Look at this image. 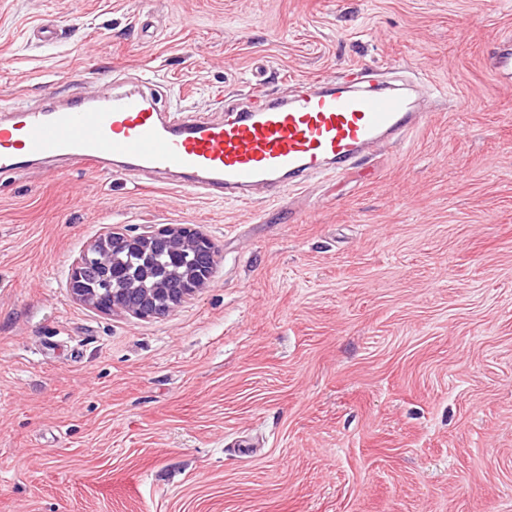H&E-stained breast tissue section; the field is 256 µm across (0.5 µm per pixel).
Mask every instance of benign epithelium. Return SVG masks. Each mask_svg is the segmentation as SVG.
<instances>
[{
    "instance_id": "benign-epithelium-1",
    "label": "benign epithelium",
    "mask_w": 512,
    "mask_h": 512,
    "mask_svg": "<svg viewBox=\"0 0 512 512\" xmlns=\"http://www.w3.org/2000/svg\"><path fill=\"white\" fill-rule=\"evenodd\" d=\"M117 247L143 259L164 256L169 275L181 279L183 287L170 288L163 280L112 284L106 272L112 268L110 257ZM215 251L212 239L190 225L166 224L135 235L114 228L91 243L73 263L70 291L77 300L103 313L120 311L141 319L162 316L208 284L210 273L201 272L200 267ZM95 271L104 272L100 288L89 284Z\"/></svg>"
}]
</instances>
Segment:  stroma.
<instances>
[{
  "instance_id": "stroma-1",
  "label": "stroma",
  "mask_w": 512,
  "mask_h": 512,
  "mask_svg": "<svg viewBox=\"0 0 512 512\" xmlns=\"http://www.w3.org/2000/svg\"><path fill=\"white\" fill-rule=\"evenodd\" d=\"M57 40L44 43L40 27ZM512 0H0V105L134 91L222 119L356 67L441 99L270 201L65 161L0 175V512H512ZM191 224L159 318L76 300L111 228ZM490 65L495 76L512 80V38L503 36L496 41L490 56Z\"/></svg>"
}]
</instances>
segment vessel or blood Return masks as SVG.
<instances>
[{
    "instance_id": "obj_1",
    "label": "vessel or blood",
    "mask_w": 512,
    "mask_h": 512,
    "mask_svg": "<svg viewBox=\"0 0 512 512\" xmlns=\"http://www.w3.org/2000/svg\"><path fill=\"white\" fill-rule=\"evenodd\" d=\"M490 65L512 80L511 37L497 40ZM368 76L353 68L338 81L316 79L279 98L258 93L220 121L167 118L149 78L102 106L78 88L59 107L14 103L0 108V174L24 171L35 158L91 170L123 159L131 174H176L182 190L220 199L301 188L317 175H344L428 123L424 104L395 88H367Z\"/></svg>"
}]
</instances>
